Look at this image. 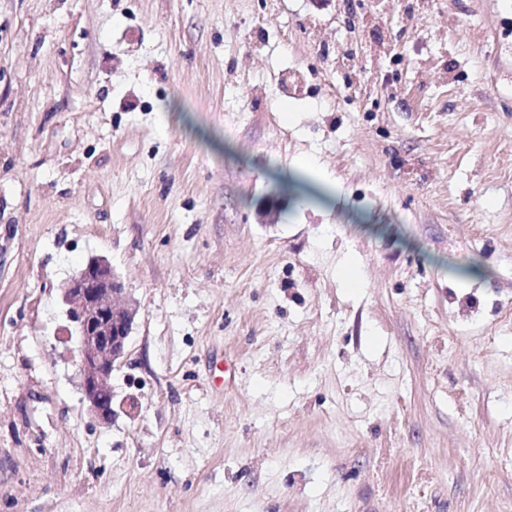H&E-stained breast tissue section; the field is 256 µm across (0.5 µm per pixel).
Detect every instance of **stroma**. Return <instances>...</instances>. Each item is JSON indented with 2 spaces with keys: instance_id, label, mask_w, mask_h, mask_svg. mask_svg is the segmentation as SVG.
Masks as SVG:
<instances>
[{
  "instance_id": "35a3bbf8",
  "label": "stroma",
  "mask_w": 512,
  "mask_h": 512,
  "mask_svg": "<svg viewBox=\"0 0 512 512\" xmlns=\"http://www.w3.org/2000/svg\"><path fill=\"white\" fill-rule=\"evenodd\" d=\"M0 512H512V0H0ZM278 178L308 206L329 210L336 204V184L324 179L312 163L300 162L282 172ZM104 258L90 259L63 288L79 344L81 389L95 417L108 423L115 415L112 372L127 358L135 306Z\"/></svg>"
}]
</instances>
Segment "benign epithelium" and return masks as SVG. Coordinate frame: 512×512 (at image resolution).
<instances>
[{
    "label": "benign epithelium",
    "mask_w": 512,
    "mask_h": 512,
    "mask_svg": "<svg viewBox=\"0 0 512 512\" xmlns=\"http://www.w3.org/2000/svg\"><path fill=\"white\" fill-rule=\"evenodd\" d=\"M79 344L81 389L95 417L108 423L115 415L112 372L127 358L135 306L104 258H93L63 288Z\"/></svg>",
    "instance_id": "obj_1"
}]
</instances>
